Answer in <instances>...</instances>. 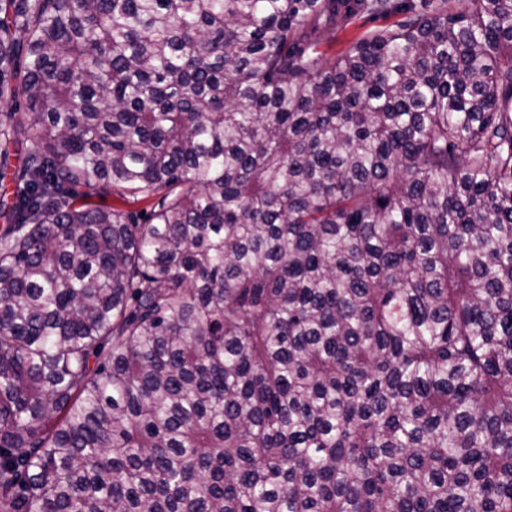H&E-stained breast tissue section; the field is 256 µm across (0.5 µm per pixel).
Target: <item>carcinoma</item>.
Returning a JSON list of instances; mask_svg holds the SVG:
<instances>
[{
	"label": "carcinoma",
	"instance_id": "obj_1",
	"mask_svg": "<svg viewBox=\"0 0 512 512\" xmlns=\"http://www.w3.org/2000/svg\"><path fill=\"white\" fill-rule=\"evenodd\" d=\"M0 103V512H512V0H0ZM397 17H390L388 19H380L377 21L357 20L353 24L346 27L343 31L336 33L334 38L326 39L323 43L318 45V52L324 60L332 61L336 55L347 49L350 44L372 30L377 26L388 25L397 20Z\"/></svg>",
	"mask_w": 512,
	"mask_h": 512
}]
</instances>
